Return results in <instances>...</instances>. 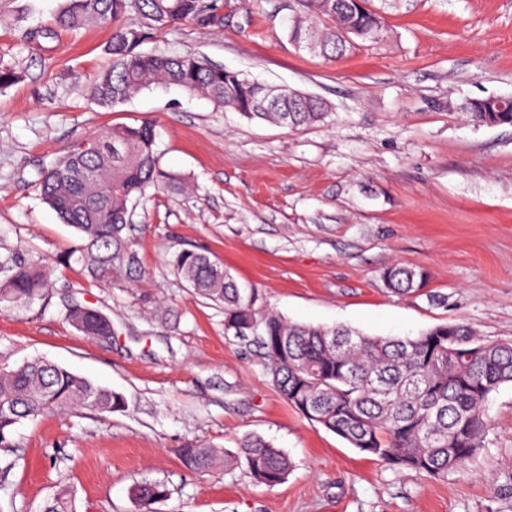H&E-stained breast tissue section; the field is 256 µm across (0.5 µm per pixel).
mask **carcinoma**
<instances>
[{"label": "carcinoma", "mask_w": 512, "mask_h": 512, "mask_svg": "<svg viewBox=\"0 0 512 512\" xmlns=\"http://www.w3.org/2000/svg\"><path fill=\"white\" fill-rule=\"evenodd\" d=\"M292 0L288 40L298 49L335 61L380 42L387 32L385 5L394 0ZM224 0H64L51 26L30 37H52L88 24L112 30V65L90 82V97L112 108L152 84L176 86L207 97L218 110L239 112L294 129L325 121L326 102L294 90L269 88L238 71L195 55L138 51L150 32L176 24H224ZM461 111L478 125H512V98L468 100ZM154 123L116 124L72 146L39 173L43 199L81 244L65 261L82 265L94 282L122 288L141 268L133 245L142 226L130 223L129 204L149 188L173 187L155 151ZM169 264L192 292L224 308V334L252 336L263 350L265 371L279 394L304 417L336 434L359 452L395 469L444 478L472 461L489 430L485 405L501 386L512 384V341H482L463 325H439L415 338L369 336L346 327L292 323L263 310L258 295L244 293L209 255L182 249ZM0 304L26 308L44 300L49 277L42 266L18 256L0 261ZM388 289L413 294L425 275L405 267L385 273ZM67 321L92 339L112 335V320L82 303L66 307ZM123 394L97 386L42 360L0 371V448L14 447L17 424L47 412L124 410ZM253 478L273 486L292 468L288 455L257 436L241 444ZM182 464L207 472L224 451L189 442ZM169 489L145 480L132 490L139 512L166 499ZM43 512H75L69 487L47 500Z\"/></svg>", "instance_id": "carcinoma-1"}]
</instances>
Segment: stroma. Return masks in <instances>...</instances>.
<instances>
[{
	"label": "stroma",
	"instance_id": "stroma-1",
	"mask_svg": "<svg viewBox=\"0 0 512 512\" xmlns=\"http://www.w3.org/2000/svg\"><path fill=\"white\" fill-rule=\"evenodd\" d=\"M62 0H0V259L45 266L50 297L0 309V368L44 358L122 393L124 411H69L20 424L0 512H41L59 486L78 512H138L132 488L164 482L154 512H512V385L486 403L491 429L466 468L433 479L351 448L285 402L253 342L224 333V310L194 295L168 260L181 249L222 262L264 308L313 326L415 337L460 324L512 339V126L475 125L462 102L512 97V0H400L381 42L329 62L294 48L285 0H230L220 27L179 25L146 51L194 54L260 83L321 98L325 123L296 129L217 111L154 84L106 109L88 97L107 67L109 30L30 40ZM155 123L159 166L178 191L134 206L145 272L125 288L92 284L60 258L78 242L41 197L39 171L112 124ZM423 289L390 293L392 266ZM112 319L91 340L67 302ZM256 435L292 460L257 483L237 453ZM205 442L233 465L199 473L177 450Z\"/></svg>",
	"mask_w": 512,
	"mask_h": 512
}]
</instances>
